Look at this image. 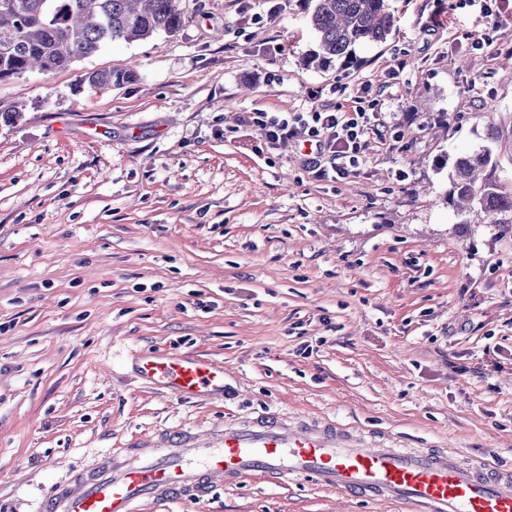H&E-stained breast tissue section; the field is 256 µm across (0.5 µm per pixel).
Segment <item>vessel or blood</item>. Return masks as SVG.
<instances>
[{
    "label": "vessel or blood",
    "mask_w": 512,
    "mask_h": 512,
    "mask_svg": "<svg viewBox=\"0 0 512 512\" xmlns=\"http://www.w3.org/2000/svg\"><path fill=\"white\" fill-rule=\"evenodd\" d=\"M140 372L181 398L224 395V367L206 358L142 353ZM259 472L279 485L309 482L408 512H512V473L467 464L458 451L373 444L329 422L271 414L200 436L159 433L139 448L102 458L51 489L44 512H139L146 500L204 499Z\"/></svg>",
    "instance_id": "vessel-or-blood-1"
}]
</instances>
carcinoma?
I'll return each instance as SVG.
<instances>
[{
	"label": "carcinoma",
	"mask_w": 512,
	"mask_h": 512,
	"mask_svg": "<svg viewBox=\"0 0 512 512\" xmlns=\"http://www.w3.org/2000/svg\"><path fill=\"white\" fill-rule=\"evenodd\" d=\"M182 0H0V81L37 70L50 75L118 42L176 33L184 23ZM309 23L319 51L305 65L324 69L346 61L360 44L386 42L394 15L390 0H314ZM136 77L131 70L88 73L80 84L95 90ZM499 165L486 147L457 155L449 200L468 214L463 223L493 218L512 224V192L501 190Z\"/></svg>",
	"instance_id": "cac0c4a2"
}]
</instances>
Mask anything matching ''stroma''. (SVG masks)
Segmentation results:
<instances>
[{"instance_id":"1","label":"stroma","mask_w":512,"mask_h":512,"mask_svg":"<svg viewBox=\"0 0 512 512\" xmlns=\"http://www.w3.org/2000/svg\"><path fill=\"white\" fill-rule=\"evenodd\" d=\"M280 2L183 0L175 35L0 81L21 111L0 120V512H42L159 431L274 412L512 469V224L463 223L447 198L449 158L487 145L512 184L489 140L512 132V28L392 0L386 42L317 70L310 0ZM120 68L136 79L78 85ZM362 94L378 132L333 182L241 123ZM141 352L223 363L228 391L155 388ZM140 512L406 510L257 473Z\"/></svg>"}]
</instances>
